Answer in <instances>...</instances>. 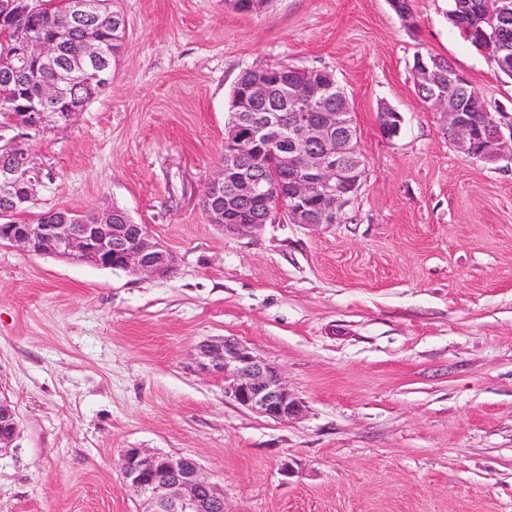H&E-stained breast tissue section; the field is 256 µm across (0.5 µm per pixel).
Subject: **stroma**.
<instances>
[{"label":"stroma","mask_w":512,"mask_h":512,"mask_svg":"<svg viewBox=\"0 0 512 512\" xmlns=\"http://www.w3.org/2000/svg\"><path fill=\"white\" fill-rule=\"evenodd\" d=\"M125 48L106 92L44 112L33 211L125 209L178 257L159 280L0 245V512H143L123 449L197 459L225 512H512V164L447 139L418 96L443 56L512 129V80L448 0H112ZM332 70L353 103L363 186L340 223L224 234L202 210L231 94L255 63ZM400 112L398 136L379 130ZM228 337L304 404L275 421L198 373ZM15 410L7 400L0 399V450L9 448L17 434Z\"/></svg>","instance_id":"obj_1"}]
</instances>
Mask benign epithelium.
Here are the masks:
<instances>
[{
  "label": "benign epithelium",
  "mask_w": 512,
  "mask_h": 512,
  "mask_svg": "<svg viewBox=\"0 0 512 512\" xmlns=\"http://www.w3.org/2000/svg\"><path fill=\"white\" fill-rule=\"evenodd\" d=\"M35 6V0H0V28L13 32L19 51L10 75L27 79L28 62L59 63L63 48L75 26L82 29L79 63L69 62L61 78L43 87L41 103L64 102L67 112H82L86 103L68 101L66 86L80 78L86 67L100 70L101 85L110 81L112 50L98 39L94 19L101 3L97 0H69L58 22L55 37L46 40L21 25V17ZM251 78L238 96L236 121L225 128L224 158L207 183L203 198L213 201L206 212L210 223L227 235L249 236L267 223L266 219L238 224L233 206L253 203L261 208L286 207L289 222L310 224L312 210L322 222L337 224L347 206L357 197L362 161L352 150V113L303 109L293 113L289 134L281 131L277 112H256L254 105L269 96L274 77L262 64L248 68ZM416 88L424 102L445 117L444 129L462 153L486 164L512 163V135L504 136L493 119L477 135L472 113L453 107L449 100L463 89L466 77L444 72L423 55L414 68ZM336 86L330 72L324 78L310 76L305 98L312 105ZM400 113L386 108L380 112L384 135L399 134ZM282 163L285 194L273 197L263 176L269 156ZM39 176L31 166L24 139L0 145V244L17 245L36 255H51L103 269H117L131 275L168 279L175 274L177 259L142 224L115 207L94 211L95 221L87 224L85 211L67 209L49 224H21L15 219L20 206L33 200ZM196 363L203 374L224 376V393L241 406L266 418L286 421L302 412L301 401L283 384L280 371L255 356L248 348L227 338L201 344ZM18 422L8 401L0 399V450L16 437ZM121 470L127 486L148 507V512H224V494L202 472L196 459L144 448H126Z\"/></svg>",
  "instance_id": "benign-epithelium-1"
}]
</instances>
